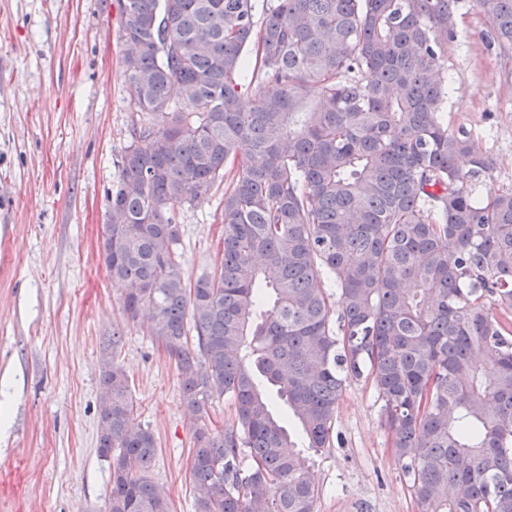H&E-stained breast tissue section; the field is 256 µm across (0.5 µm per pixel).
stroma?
<instances>
[{
  "label": "stroma",
  "instance_id": "35a3bbf8",
  "mask_svg": "<svg viewBox=\"0 0 512 512\" xmlns=\"http://www.w3.org/2000/svg\"><path fill=\"white\" fill-rule=\"evenodd\" d=\"M118 21L117 0H0V512H105L96 437L108 352L156 437L151 480L171 512H193L196 421L175 360L146 318L126 319L100 250L135 115ZM453 33L443 110L491 158L479 185L491 196L512 187V48L491 43L473 0ZM223 193L177 211L188 282L221 261ZM379 408L371 384L347 383L332 444L310 468L315 512H420Z\"/></svg>",
  "mask_w": 512,
  "mask_h": 512
}]
</instances>
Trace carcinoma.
I'll return each mask as SVG.
<instances>
[{
  "mask_svg": "<svg viewBox=\"0 0 512 512\" xmlns=\"http://www.w3.org/2000/svg\"><path fill=\"white\" fill-rule=\"evenodd\" d=\"M119 3L137 118L101 254L199 421L195 512H314L310 454L360 378L421 512H512V189L481 198L491 162L443 118L459 0ZM475 7L511 47L512 0ZM220 185L223 259L189 284L176 209ZM100 383L106 512H170L109 355ZM207 410L212 426L219 430L230 426L234 421L235 408L233 400L228 396L214 399Z\"/></svg>",
  "mask_w": 512,
  "mask_h": 512,
  "instance_id": "cac0c4a2",
  "label": "carcinoma"
}]
</instances>
